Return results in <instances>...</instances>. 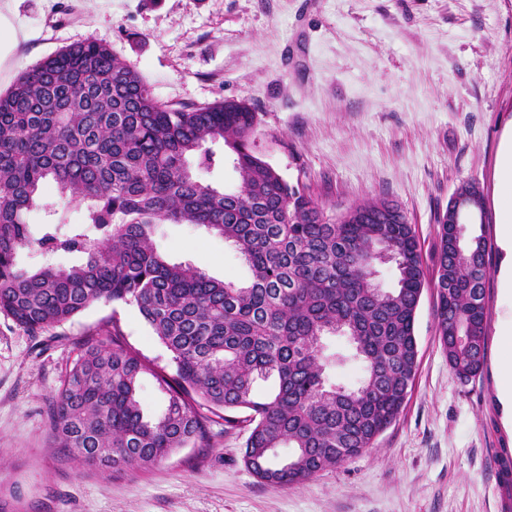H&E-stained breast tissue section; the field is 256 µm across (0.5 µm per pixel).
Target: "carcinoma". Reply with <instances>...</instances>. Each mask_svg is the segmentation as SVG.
Listing matches in <instances>:
<instances>
[{"label": "carcinoma", "mask_w": 512, "mask_h": 512, "mask_svg": "<svg viewBox=\"0 0 512 512\" xmlns=\"http://www.w3.org/2000/svg\"><path fill=\"white\" fill-rule=\"evenodd\" d=\"M258 121L243 100L172 109L92 39L32 66L0 94V313L38 334L98 301L132 304L175 366L169 373L146 363L115 320L110 338L77 344L49 426L79 464L121 470L190 443L204 448L217 416L226 431L248 427L243 461L261 481L300 483L373 447L400 414L426 285L415 231L388 200L327 214L255 151ZM192 162L199 171L231 163L236 187L199 178ZM48 182L83 205V223L61 234L66 219L50 209L53 222L35 239L26 217L42 206ZM165 223L201 225L232 244L249 280L169 261L154 241ZM455 230L440 223L433 288L448 365L468 381L485 361L488 245L464 256ZM32 244L85 260L27 270L17 253ZM380 250L397 272L390 290L374 283ZM336 334L362 364L354 387L327 383L322 339ZM145 374L165 401L153 420L138 400ZM269 377L274 392L256 396V380ZM285 444L293 454L278 462L275 449Z\"/></svg>", "instance_id": "cac0c4a2"}]
</instances>
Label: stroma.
<instances>
[{"label":"stroma","mask_w":512,"mask_h":512,"mask_svg":"<svg viewBox=\"0 0 512 512\" xmlns=\"http://www.w3.org/2000/svg\"><path fill=\"white\" fill-rule=\"evenodd\" d=\"M26 37L0 45V92L57 51L92 38L178 108L242 99L259 114L256 151L305 183L328 214L379 198L407 214L428 281L416 311L417 370L373 448L294 485L244 464L246 427L212 426L209 447L104 472L49 433L48 411L76 346L120 327L152 365L170 355L132 305L99 301L32 336L0 314V512H499L491 451L512 449L498 402L512 363V285L500 277L503 140L512 130V0H10ZM485 199L486 356L460 380L438 333L439 214L461 185ZM158 249L214 278L246 282L230 244L162 224ZM329 382L361 364L327 336Z\"/></svg>","instance_id":"obj_1"}]
</instances>
